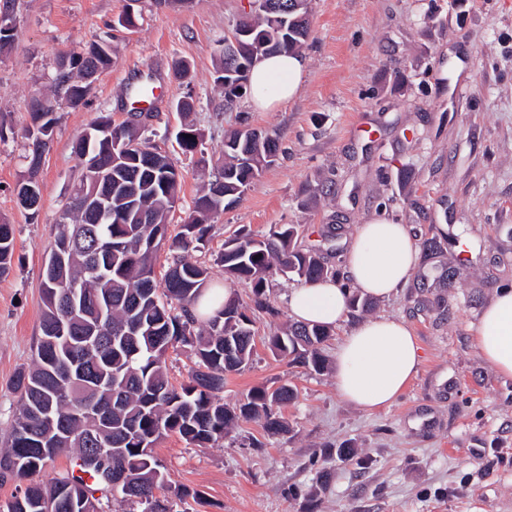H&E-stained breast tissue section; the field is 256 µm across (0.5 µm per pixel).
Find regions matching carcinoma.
<instances>
[{
    "label": "carcinoma",
    "instance_id": "cac0c4a2",
    "mask_svg": "<svg viewBox=\"0 0 512 512\" xmlns=\"http://www.w3.org/2000/svg\"><path fill=\"white\" fill-rule=\"evenodd\" d=\"M284 20L272 27L266 13L252 17L258 31L270 30L266 57L299 50L309 31L294 28L288 15L291 0H276ZM105 49L95 66L111 63L110 42L102 40L68 53L70 73L57 74L55 93L62 106H83L90 87L81 80L84 56L94 47ZM31 140L27 156L32 166L49 148L57 122L53 102L30 105ZM151 112H132L130 119L99 125L75 144L77 158L98 160L104 177L98 193L111 198L105 209L75 204L70 194L58 223L52 253L61 263L43 269L44 309L36 362L16 379L19 408L8 435V448L0 452V480L22 481L41 471L62 451L72 450L73 467L48 484L29 483L18 488L7 512H103L99 490L116 492L137 506V512H167L169 500L156 491L165 483L155 448L161 438L175 433L198 447L224 440L241 421H260L271 435H284L289 427L279 409L298 398L288 381L278 386L251 388L243 400L224 402L225 377L246 367L255 349L253 320L246 307L230 300L197 327L191 309L209 281L205 266L179 260L168 268L163 283L156 281L155 252L164 241L187 251L205 245L210 222L234 205L262 169L278 155V141L254 163L244 166L248 133L235 131L224 141V167L198 196L184 224L168 234L167 216L179 200L182 180L177 162L150 147L141 129ZM128 142L129 161L112 162L110 143ZM199 135L187 126L179 132L183 153L197 149ZM297 229L284 224L258 238L241 228L224 243L219 263L224 274L251 284L252 302L271 311L268 276L276 269L303 281L332 275L314 250L296 247ZM15 248L13 225L0 223V277L11 269ZM330 328L292 325L267 339L277 357L317 374L327 369L321 345ZM179 344L194 358L189 381L175 386L166 369V354ZM88 403L108 413L111 424L97 427L87 415ZM89 448H110L102 456Z\"/></svg>",
    "mask_w": 512,
    "mask_h": 512
}]
</instances>
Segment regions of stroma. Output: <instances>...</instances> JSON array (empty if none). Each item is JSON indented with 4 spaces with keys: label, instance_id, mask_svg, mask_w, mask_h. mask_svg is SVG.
<instances>
[{
    "label": "stroma",
    "instance_id": "obj_1",
    "mask_svg": "<svg viewBox=\"0 0 512 512\" xmlns=\"http://www.w3.org/2000/svg\"><path fill=\"white\" fill-rule=\"evenodd\" d=\"M129 9L137 26L117 33L86 104L57 111L38 174L43 207L30 215L15 194L28 165L30 99L51 98L59 57L105 37ZM245 9L244 0H15L13 38L0 50V222L15 229L13 269L0 278V443L16 409L15 376L35 357L55 221L81 175L74 142L96 117L123 122L130 90L151 80L162 104L144 135L183 174L170 232L223 165L224 136L240 120L279 140L275 164L186 255L240 303L250 304V285L225 278L217 258L243 227L265 236L297 225L298 246L336 272L356 226L382 212L419 247L406 285L353 310L324 344L335 359L353 320L379 314L411 328L418 372L394 405L374 411L345 401L333 372L271 354L264 338L291 322L297 285L273 273L275 311L254 312V355L228 376L223 398L290 381L298 398L281 413L291 432L268 437L251 422L208 447L163 439L156 454L168 485L203 495L187 512H512V376L484 362L470 331L495 291L512 286V0H311L301 91L269 112L247 96L226 108L216 81L224 39ZM178 61L188 77L175 74ZM187 96L202 132L192 155L177 143L183 118L173 109ZM254 438L263 448H250ZM343 444L370 467L341 463Z\"/></svg>",
    "mask_w": 512,
    "mask_h": 512
}]
</instances>
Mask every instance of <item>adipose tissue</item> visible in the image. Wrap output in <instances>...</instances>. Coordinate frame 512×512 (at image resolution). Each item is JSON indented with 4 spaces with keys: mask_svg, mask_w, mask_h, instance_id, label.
Returning <instances> with one entry per match:
<instances>
[{
    "mask_svg": "<svg viewBox=\"0 0 512 512\" xmlns=\"http://www.w3.org/2000/svg\"><path fill=\"white\" fill-rule=\"evenodd\" d=\"M300 53L264 58L251 75V102L265 112L298 96L305 74ZM419 248L410 229L388 215L359 225L345 254L339 279L304 283L291 290L295 321L334 326L349 319L352 293L386 299L413 274ZM475 348L496 372L512 376V288L497 290L472 328ZM420 348L408 326L376 316L358 320L336 352V388L363 410L392 405L416 375Z\"/></svg>",
    "mask_w": 512,
    "mask_h": 512,
    "instance_id": "obj_1",
    "label": "adipose tissue"
}]
</instances>
